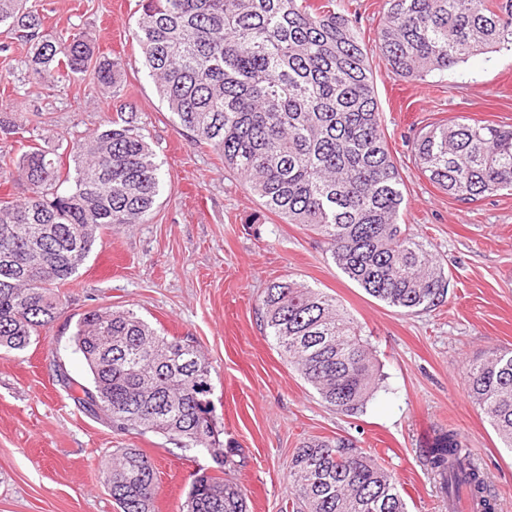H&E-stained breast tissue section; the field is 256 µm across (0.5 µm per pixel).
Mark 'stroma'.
<instances>
[{
  "label": "stroma",
  "instance_id": "obj_1",
  "mask_svg": "<svg viewBox=\"0 0 512 512\" xmlns=\"http://www.w3.org/2000/svg\"><path fill=\"white\" fill-rule=\"evenodd\" d=\"M44 30L85 32L121 58L119 95L92 75L48 87L27 48L0 28V108L20 113L38 145L66 148L117 110L135 112L162 164L150 223L105 231L63 289L59 316L21 351L0 350V512H120L101 466L118 448L141 449L157 470L156 512H179L191 484L211 472L207 452L183 451L154 434H123L78 409L69 381L86 382L72 341L82 314L133 309L171 336H190L211 366L214 417L234 449L251 512H285L288 462L303 439L345 436L396 478L408 512H448L427 461L455 433L487 473L497 512H512V450L503 447L465 388V368L491 349L512 348V192L457 200L416 167L411 144L429 124L512 125V51L477 55L424 82L404 80L371 58L388 146L403 178L410 233L442 264L444 304L413 314L386 305L336 266L326 243L288 224L209 148L178 133L133 37L137 0H29ZM374 48L386 0H336ZM289 278L321 289L362 327L382 375L363 414L336 413L281 357L259 306Z\"/></svg>",
  "mask_w": 512,
  "mask_h": 512
}]
</instances>
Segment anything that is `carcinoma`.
Segmentation results:
<instances>
[{
  "mask_svg": "<svg viewBox=\"0 0 512 512\" xmlns=\"http://www.w3.org/2000/svg\"><path fill=\"white\" fill-rule=\"evenodd\" d=\"M376 50L390 69L424 81L469 57L512 49V0H387ZM29 45L35 74L79 77L123 90L122 63L83 32L47 39L22 0H0V26ZM135 39L176 128L213 148L266 210L321 236L337 266L374 299L405 313L437 306L448 278L401 223L405 198L357 22L336 0H139ZM27 132L0 111V135ZM414 161L460 201L512 191V125L433 124ZM73 168L55 149L0 150V182L14 173L28 194L0 200V348L23 350L56 319L65 287L105 230L152 220L163 173L132 112L73 143ZM265 331L336 412L356 416L381 380L362 328L318 288L280 279L261 299ZM89 382H68L74 402L118 432L160 435L213 451L182 512H248L239 467L219 440L211 369L189 337L167 336L131 309L101 308L76 322ZM469 398L512 448V350L491 349L465 372ZM452 499L494 512L488 477L454 435L429 453ZM120 512H154L157 473L138 448L102 470ZM292 512H407L396 480L346 437L300 443L288 464Z\"/></svg>",
  "mask_w": 512,
  "mask_h": 512,
  "instance_id": "1",
  "label": "carcinoma"
}]
</instances>
